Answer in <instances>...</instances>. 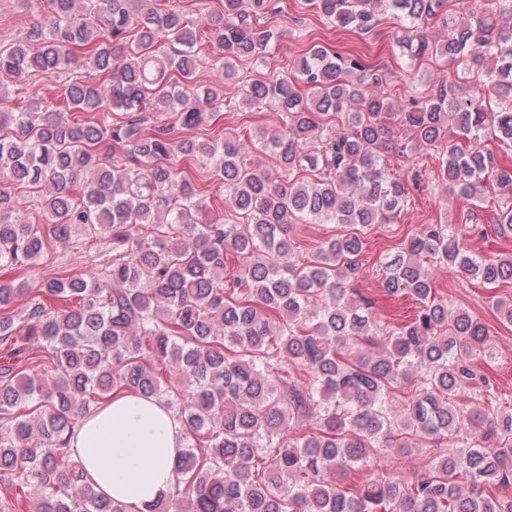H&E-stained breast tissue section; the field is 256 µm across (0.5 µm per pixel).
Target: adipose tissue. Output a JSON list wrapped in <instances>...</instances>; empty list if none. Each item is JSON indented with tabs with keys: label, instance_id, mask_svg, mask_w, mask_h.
<instances>
[{
	"label": "adipose tissue",
	"instance_id": "ef3b65f1",
	"mask_svg": "<svg viewBox=\"0 0 512 512\" xmlns=\"http://www.w3.org/2000/svg\"><path fill=\"white\" fill-rule=\"evenodd\" d=\"M87 479L125 512H151L169 495L184 449L181 424L154 398L114 397L79 424L71 442Z\"/></svg>",
	"mask_w": 512,
	"mask_h": 512
}]
</instances>
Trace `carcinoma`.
Instances as JSON below:
<instances>
[{"label": "carcinoma", "mask_w": 512, "mask_h": 512, "mask_svg": "<svg viewBox=\"0 0 512 512\" xmlns=\"http://www.w3.org/2000/svg\"><path fill=\"white\" fill-rule=\"evenodd\" d=\"M140 2L48 0L39 46H0V76L53 77L79 52L111 80H67V108L92 121L68 120L37 93L0 120V266L37 262L76 233L112 234V259L97 273L45 281L20 316L14 299L29 289L0 285V480L17 498L36 488L34 512H125L86 480L70 441L100 403L132 392L164 402L186 439L154 512H512V409L487 383L482 407L458 403L473 359L493 357L488 330L432 283L440 266L495 289L512 280V255L479 256L450 226L425 225L383 259L385 291L419 305L387 336L348 287L365 230L408 201L383 166L384 115L397 109L379 70L314 46L289 75L243 82V105L282 120L258 141L275 160L261 169L233 136L181 135L221 111L224 86L195 81L188 18ZM310 4L365 32L389 11L411 58L457 62L461 75L397 110L399 124L414 148L441 152L452 190L470 197L490 179L512 193V163L486 144L512 148V0L473 21L443 19L438 39L423 25L447 0ZM272 10L271 0H224L209 17L224 79L238 77L236 63L264 59L274 33L249 19ZM115 108L131 118L112 122ZM189 159L222 183L223 221L199 219L207 203L182 167ZM30 197L41 223L22 215ZM291 224L345 234L303 257ZM494 226L512 233L511 206ZM231 259L241 262L234 274ZM491 301L512 324V297ZM406 384L414 390L396 394ZM419 439L439 445L428 474H363L372 452L401 459Z\"/></svg>", "instance_id": "obj_1"}]
</instances>
